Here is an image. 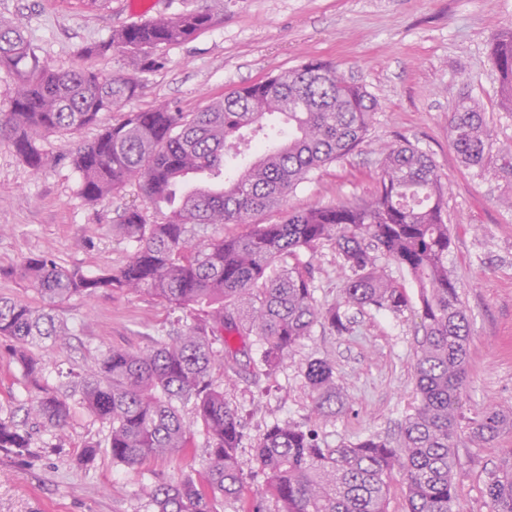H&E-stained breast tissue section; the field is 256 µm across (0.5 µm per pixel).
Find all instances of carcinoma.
<instances>
[{"mask_svg": "<svg viewBox=\"0 0 512 512\" xmlns=\"http://www.w3.org/2000/svg\"><path fill=\"white\" fill-rule=\"evenodd\" d=\"M214 23V14L200 9L114 30L108 41L83 49L109 52L131 67L105 76L41 67L22 32L0 18V69L16 80L10 109L0 114V136L29 168L41 170L43 135L97 124L101 113L138 96V73L159 65L157 50L190 41ZM489 58L500 79V105L512 112L511 27L494 39ZM376 110L364 86L313 59L196 112L169 103L131 111L93 140L73 144L69 157L88 202L134 183L145 203L168 214L150 224L136 206L117 213L115 227L134 245L118 270L88 274L46 255L18 268L43 306L0 297V340L32 383L30 413L37 423L62 431L73 412L67 396L41 382L45 364L31 352L64 344L68 328L54 314L58 305L124 291L185 310L190 322L176 333L142 349L109 347L93 369L73 377L82 387V406L108 428L105 448L117 464L135 469L152 458L187 456L201 429L204 480L162 481L145 495L156 512H218L219 502L239 498L245 488L237 455L241 420L224 394V368H234L236 359L224 350L223 332L255 337L262 346L255 368L269 374L316 325L349 331L352 308L415 309L417 402L397 433H371L332 448L301 424L275 423L254 444L264 475L254 496L272 498L276 512H388V480L396 473L406 512H453L461 438L480 447L511 433L512 410H487L461 425L470 329L458 281L448 271L452 231L432 157L409 143L392 147L370 199L290 209L278 224L257 221L285 205L311 173L354 151ZM448 129L459 162L483 167L493 138L471 96L458 101ZM226 224L245 231L226 237ZM198 228L213 232L198 237ZM327 243L348 275L343 301L323 309L311 269L277 263ZM382 259L411 276L416 299L386 275ZM304 377L315 415L342 412L346 395L331 360H310ZM0 448L37 456L26 430L1 421ZM485 494L492 512H512V452L490 472Z\"/></svg>", "mask_w": 512, "mask_h": 512, "instance_id": "obj_1", "label": "carcinoma"}]
</instances>
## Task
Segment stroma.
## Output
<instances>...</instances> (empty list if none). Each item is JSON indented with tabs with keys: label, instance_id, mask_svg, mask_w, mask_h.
I'll return each mask as SVG.
<instances>
[{
	"label": "stroma",
	"instance_id": "stroma-1",
	"mask_svg": "<svg viewBox=\"0 0 512 512\" xmlns=\"http://www.w3.org/2000/svg\"><path fill=\"white\" fill-rule=\"evenodd\" d=\"M209 9L216 24L192 41L159 51L160 67L141 76L129 105L144 111L161 102L195 112L232 90L294 69L311 59L333 62L349 80L365 85L379 108L363 143L351 154L312 173L288 199L292 208L369 199L390 147L409 141L436 163L446 187L454 244L448 268L461 285L470 320L463 413L512 409V174L501 167L512 154V112L499 103L500 83L489 60L492 39L512 25V0H158L148 17ZM0 16L18 26L40 64L53 70L85 67L105 75L126 71L120 58L82 55L107 41L113 29L135 24L130 0L89 9L84 0H0ZM475 98L494 144L484 169L459 163L449 144L448 118L461 94ZM89 127L40 141L46 163L32 171L11 143L0 138V296L40 306V296L16 271L32 256L52 255L65 267L97 273L123 266L132 245L112 228L118 210L141 205L128 184L93 205L79 193L80 176L67 151L72 141L97 134ZM284 265L313 270L320 306L340 301L345 270L332 245L302 251ZM58 315L71 335L55 351L36 350L46 364L43 381L67 395L75 410L61 437L28 418L32 388L0 349V421L26 425L38 456L22 462L0 449V512H152L143 493L154 479H201L204 437L191 456L160 458L138 469L99 452L87 466L85 444L104 441L108 429L78 402L61 375L94 367L110 346L147 347L171 329L173 314L159 302L115 292L74 298ZM351 329L338 334L315 327L272 375L253 374L261 347L254 338L232 339L237 372L225 389L243 417L238 450L246 489L218 512H275L272 499L255 501L264 477L253 445L267 425L294 421L314 426L335 446L368 433L393 431L415 399L416 313L351 310ZM326 357L347 394L344 410L322 421L312 413L304 379L308 361ZM512 452V433L475 447L462 442L454 471L453 512H491L485 495L489 473Z\"/></svg>",
	"mask_w": 512,
	"mask_h": 512
}]
</instances>
